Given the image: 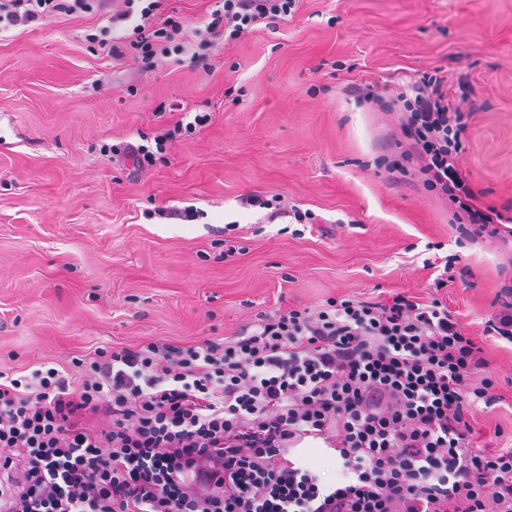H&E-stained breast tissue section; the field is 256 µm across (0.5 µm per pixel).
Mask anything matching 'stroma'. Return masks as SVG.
I'll return each mask as SVG.
<instances>
[{
  "label": "stroma",
  "mask_w": 512,
  "mask_h": 512,
  "mask_svg": "<svg viewBox=\"0 0 512 512\" xmlns=\"http://www.w3.org/2000/svg\"><path fill=\"white\" fill-rule=\"evenodd\" d=\"M107 24L62 15L0 33V370L231 336L261 309L436 295L505 397L477 411L476 440L512 448V344L484 333L512 278V236L462 239L417 169L378 167L401 137L397 115L350 92H392L437 67L467 77L475 110L459 167L481 203L512 216V0H301L276 30L150 68L108 56L129 28ZM185 109L208 124L154 166L116 153L153 145ZM275 195L317 229L271 218L262 202ZM189 206L188 222L156 215ZM433 244L456 271L440 290L423 266Z\"/></svg>",
  "instance_id": "1"
}]
</instances>
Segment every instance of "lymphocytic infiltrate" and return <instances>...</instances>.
<instances>
[{"label":"lymphocytic infiltrate","mask_w":512,"mask_h":512,"mask_svg":"<svg viewBox=\"0 0 512 512\" xmlns=\"http://www.w3.org/2000/svg\"><path fill=\"white\" fill-rule=\"evenodd\" d=\"M118 2L109 23L132 28L112 58L184 52L186 27L162 16L164 0ZM297 3L216 0L197 47L276 26ZM105 4L0 0V24ZM353 92L398 115L406 144L388 169L417 164L457 221L500 235L507 216L480 203L458 165L470 116L447 72H422L392 97ZM488 366L446 302L397 293L261 310L221 339L99 347L69 369L0 372L5 512H486L490 501L512 512V448L473 441L477 407L504 400ZM305 438L333 450L344 483L286 460Z\"/></svg>","instance_id":"obj_1"}]
</instances>
